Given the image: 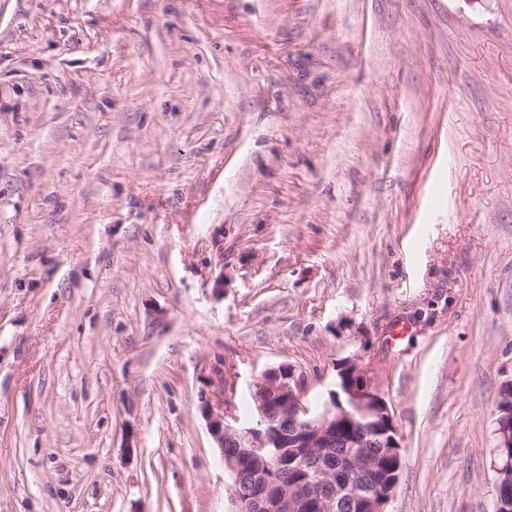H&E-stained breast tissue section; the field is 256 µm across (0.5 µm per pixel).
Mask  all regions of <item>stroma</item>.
Masks as SVG:
<instances>
[{"label": "stroma", "mask_w": 512, "mask_h": 512, "mask_svg": "<svg viewBox=\"0 0 512 512\" xmlns=\"http://www.w3.org/2000/svg\"><path fill=\"white\" fill-rule=\"evenodd\" d=\"M351 362L494 512L512 0H0V512H233L204 403Z\"/></svg>", "instance_id": "obj_1"}]
</instances>
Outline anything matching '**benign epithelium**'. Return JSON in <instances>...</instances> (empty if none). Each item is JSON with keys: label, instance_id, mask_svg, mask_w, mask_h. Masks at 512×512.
I'll return each mask as SVG.
<instances>
[{"label": "benign epithelium", "instance_id": "1", "mask_svg": "<svg viewBox=\"0 0 512 512\" xmlns=\"http://www.w3.org/2000/svg\"><path fill=\"white\" fill-rule=\"evenodd\" d=\"M254 386L265 390L255 397L254 416L241 424L233 414V380L224 381L222 411L211 403L204 405L208 430L217 447L242 448L245 456H226L224 465L234 480L235 512H336V502L345 500L336 484V475L322 464L324 449L342 442L350 452L351 473L357 477L365 471L381 470L384 458L397 460L383 476L379 491L363 490L353 497L359 512H387L386 507L397 486L402 460L385 399L368 375L352 363L340 373V389L346 403L336 401L312 415L303 405L304 381L290 364H282L264 372ZM373 417L376 426L352 437L342 432L355 416ZM498 447L512 449V405L506 415L496 419ZM296 453V468L304 473L300 481L290 482L272 462L283 457V449ZM367 448H378L373 457Z\"/></svg>", "mask_w": 512, "mask_h": 512}]
</instances>
